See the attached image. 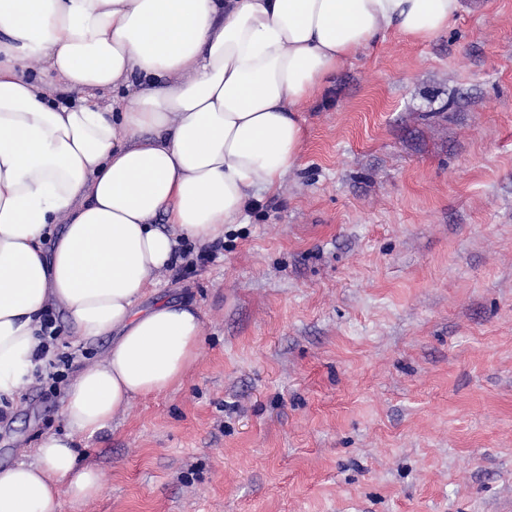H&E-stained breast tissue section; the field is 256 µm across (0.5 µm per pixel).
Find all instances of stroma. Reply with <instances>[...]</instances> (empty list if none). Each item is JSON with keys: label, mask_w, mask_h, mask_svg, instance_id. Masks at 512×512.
<instances>
[{"label": "stroma", "mask_w": 512, "mask_h": 512, "mask_svg": "<svg viewBox=\"0 0 512 512\" xmlns=\"http://www.w3.org/2000/svg\"><path fill=\"white\" fill-rule=\"evenodd\" d=\"M461 3L331 76L284 191L159 273L139 306L194 304L200 361L77 438L105 489L60 512H512V0ZM111 343L0 398L1 467Z\"/></svg>", "instance_id": "35a3bbf8"}]
</instances>
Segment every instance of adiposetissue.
I'll list each match as a JSON object with an SVG mask.
<instances>
[{
    "label": "adipose tissue",
    "mask_w": 512,
    "mask_h": 512,
    "mask_svg": "<svg viewBox=\"0 0 512 512\" xmlns=\"http://www.w3.org/2000/svg\"><path fill=\"white\" fill-rule=\"evenodd\" d=\"M460 0H0V395L23 396L44 313L112 339L69 385L70 433L0 468V512L101 495L74 439L132 399L182 385L200 358L188 304L139 301L176 262L242 223L299 163L300 108L383 33L419 42ZM81 93L62 106L51 89ZM112 92L111 104L99 93Z\"/></svg>",
    "instance_id": "ef3b65f1"
}]
</instances>
